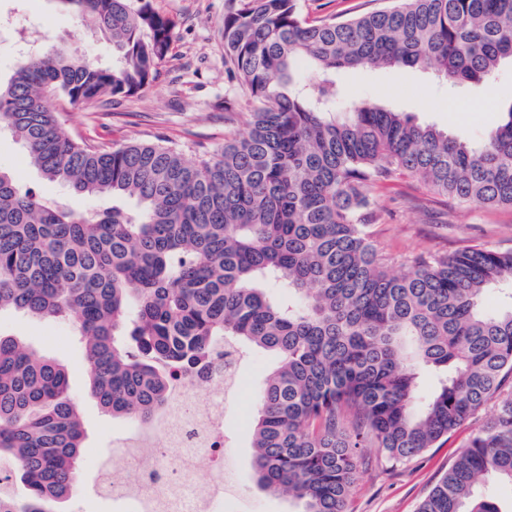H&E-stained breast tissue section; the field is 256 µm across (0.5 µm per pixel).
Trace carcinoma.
Here are the masks:
<instances>
[{"label":"carcinoma","mask_w":512,"mask_h":512,"mask_svg":"<svg viewBox=\"0 0 512 512\" xmlns=\"http://www.w3.org/2000/svg\"><path fill=\"white\" fill-rule=\"evenodd\" d=\"M55 2L112 42V65L65 45L21 59L0 82V129L46 180L100 204H57L0 168V316L69 322L101 409L144 428L179 378L222 373L226 350L273 355L252 469L300 512H347L360 449L407 462L495 397L418 512H504L477 487L512 484V249L419 254L395 275L366 215L374 187L404 173L459 204L512 206V107L473 148L379 102L338 112L336 97L360 68L488 83L512 65V0H397L318 21L298 0H225L224 64L253 109L244 136L196 161L70 135L54 102L143 90L174 23L150 0ZM493 290L504 300L489 311ZM85 437L65 366L0 333V512L67 501Z\"/></svg>","instance_id":"1"}]
</instances>
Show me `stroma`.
I'll use <instances>...</instances> for the list:
<instances>
[{"label":"stroma","mask_w":512,"mask_h":512,"mask_svg":"<svg viewBox=\"0 0 512 512\" xmlns=\"http://www.w3.org/2000/svg\"><path fill=\"white\" fill-rule=\"evenodd\" d=\"M390 0H301L305 17L320 20L350 17L388 5ZM154 8L174 19L171 49L149 84L138 94L113 98L94 109L68 107L71 133L89 143L124 144L164 140L188 156L222 149L225 139L242 135L252 106L236 95L224 71V0H152ZM30 20L28 38L41 46L67 45L84 57L109 62L112 47L101 35L59 13L53 0H0V19ZM341 83L353 100L377 99L416 122L462 137L484 141L501 111L512 107V67L501 68L492 93L480 86L449 83L433 71L400 67L343 72ZM0 167L23 185L35 186L44 197L62 199L84 210L96 207L91 198L69 195L61 184L45 180L23 160L21 145L0 133ZM380 215L371 232L389 254L395 272L409 269L408 258L446 255L467 245L512 248V207L463 206L433 194L416 178L402 176L374 191ZM0 330L21 336L39 354L63 362L69 391L86 428L85 462L66 512H123L124 502L102 500L96 489L95 463L107 462L112 473L126 471L119 439L136 422L106 414L91 396L82 349L71 326L62 320H35L19 314L0 316ZM272 361L251 355L235 380L225 418L230 439L228 471L235 482L224 497V512H298L286 494H269L251 477L250 436L257 395ZM496 408L488 401L461 427L421 456L396 467L380 462L378 449L367 448L368 466L361 470L348 502V512H417L433 486L447 472L469 438L483 428Z\"/></svg>","instance_id":"35a3bbf8"}]
</instances>
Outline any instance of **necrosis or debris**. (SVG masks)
Here are the masks:
<instances>
[{
    "instance_id": "obj_1",
    "label": "necrosis or debris",
    "mask_w": 512,
    "mask_h": 512,
    "mask_svg": "<svg viewBox=\"0 0 512 512\" xmlns=\"http://www.w3.org/2000/svg\"><path fill=\"white\" fill-rule=\"evenodd\" d=\"M189 381L178 382L174 394L181 411L180 419H166L161 424V437H148L138 432L127 433L125 446L131 467L123 480L103 475L105 497L128 502L132 512H143L146 501H153V512H216L224 500V485L215 481L200 488L193 475L198 467L212 472L224 469V399L216 397L200 406L192 397ZM182 451L179 469H169L167 451ZM164 469L165 481L157 485L142 480L147 464Z\"/></svg>"
}]
</instances>
